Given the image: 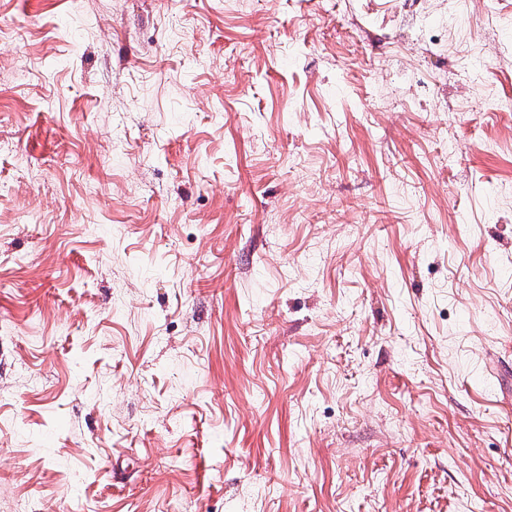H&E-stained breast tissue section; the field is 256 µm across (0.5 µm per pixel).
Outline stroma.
<instances>
[{
	"mask_svg": "<svg viewBox=\"0 0 512 512\" xmlns=\"http://www.w3.org/2000/svg\"><path fill=\"white\" fill-rule=\"evenodd\" d=\"M505 94L512 0H0V512H512Z\"/></svg>",
	"mask_w": 512,
	"mask_h": 512,
	"instance_id": "stroma-1",
	"label": "stroma"
}]
</instances>
